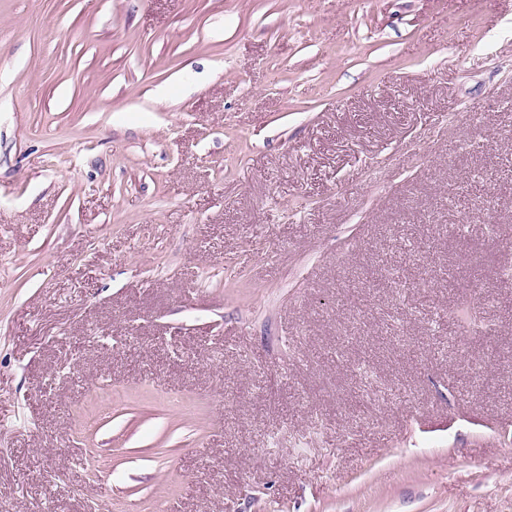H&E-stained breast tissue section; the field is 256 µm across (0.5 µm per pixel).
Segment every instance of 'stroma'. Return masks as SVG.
I'll return each instance as SVG.
<instances>
[{"mask_svg": "<svg viewBox=\"0 0 512 512\" xmlns=\"http://www.w3.org/2000/svg\"><path fill=\"white\" fill-rule=\"evenodd\" d=\"M512 512V0H0V512Z\"/></svg>", "mask_w": 512, "mask_h": 512, "instance_id": "stroma-1", "label": "stroma"}]
</instances>
